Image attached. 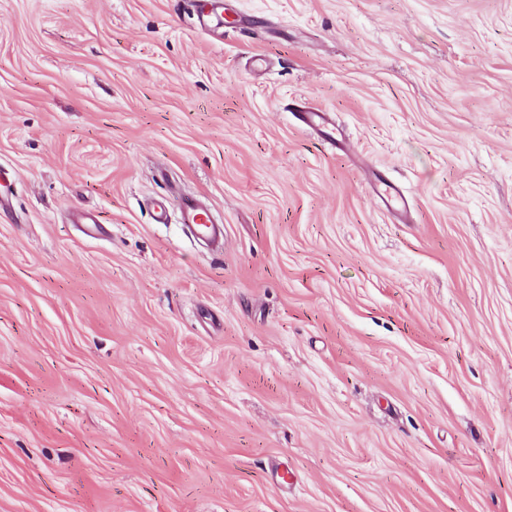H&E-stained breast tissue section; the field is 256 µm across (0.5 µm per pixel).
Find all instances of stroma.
I'll use <instances>...</instances> for the list:
<instances>
[{
    "mask_svg": "<svg viewBox=\"0 0 512 512\" xmlns=\"http://www.w3.org/2000/svg\"><path fill=\"white\" fill-rule=\"evenodd\" d=\"M206 7L0 0V512H512V0ZM198 23L205 31L222 37L224 35V2L210 0V10L198 14ZM207 210V207L195 197L184 200L182 203V224H190L202 234L211 233L217 236L218 231Z\"/></svg>",
    "mask_w": 512,
    "mask_h": 512,
    "instance_id": "1",
    "label": "stroma"
}]
</instances>
